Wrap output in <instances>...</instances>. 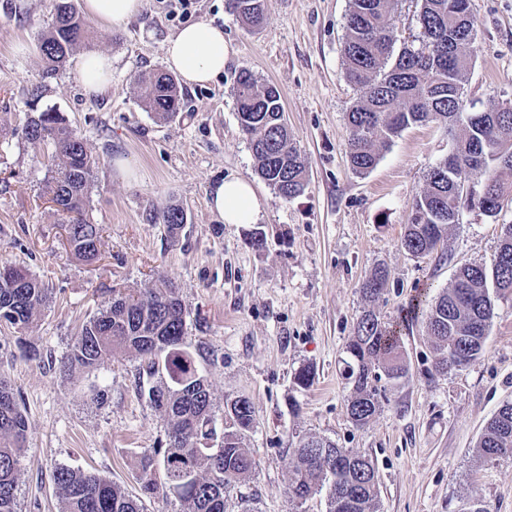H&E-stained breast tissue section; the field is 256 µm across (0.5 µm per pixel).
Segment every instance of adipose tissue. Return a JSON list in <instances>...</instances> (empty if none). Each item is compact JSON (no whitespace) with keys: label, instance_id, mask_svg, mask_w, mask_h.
Wrapping results in <instances>:
<instances>
[{"label":"adipose tissue","instance_id":"obj_1","mask_svg":"<svg viewBox=\"0 0 512 512\" xmlns=\"http://www.w3.org/2000/svg\"><path fill=\"white\" fill-rule=\"evenodd\" d=\"M143 0H83L88 21L102 28H117L137 16ZM232 52L224 40V30L211 22H194L170 35L164 46V63L183 84L195 86L212 81L224 71ZM210 207L225 224L255 223L260 201L253 184L231 177L216 184Z\"/></svg>","mask_w":512,"mask_h":512}]
</instances>
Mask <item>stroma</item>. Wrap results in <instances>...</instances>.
Instances as JSON below:
<instances>
[{
  "mask_svg": "<svg viewBox=\"0 0 512 512\" xmlns=\"http://www.w3.org/2000/svg\"><path fill=\"white\" fill-rule=\"evenodd\" d=\"M57 0H0V259L27 267L53 301L23 331L0 328V376L10 381L28 420L17 484V512H58V468L89 471L141 495L139 459L165 439V423L137 386L134 355L116 353L94 372L63 377L60 359L79 325L116 288L172 284L190 313L189 342L214 352L207 368L216 406L248 397L256 424L242 446L256 462L228 495L259 512H325L326 497L294 509L288 498V449L306 437L367 454L381 512H460L477 500L488 512H512V459L483 462L477 444L503 402L512 401V296L498 299L486 348L466 368L435 372L425 322L402 334L409 368L399 384L377 383L384 398L369 425L348 414L352 385L345 344L365 305L362 281L390 271L376 309L386 321L421 296L448 288L461 265L492 266L512 204L494 216L463 211L448 229L447 259L414 257L401 245L404 225L426 174L449 149L448 128L411 127L381 153L368 174L348 163L346 114L357 92L344 77L341 46L349 0H266L265 19L248 29L225 0H146L125 26L94 28L89 49L112 57L105 93L86 92L77 60L47 76L41 35ZM476 40L465 93L477 107L512 100V0H471ZM214 21L233 53L222 75L181 87L171 119L140 103L138 81L164 70V42L186 24ZM249 69L281 93L286 123L309 170L303 195L281 198L255 174L231 92ZM41 87L39 100L29 92ZM62 113L98 160L89 215L103 227L101 256L73 255L53 204L41 188L48 161L25 137L31 116ZM230 176L252 181L262 208L256 224H224L211 212L213 187ZM180 204L187 215L171 242L154 213ZM263 250L249 244L254 229ZM38 353L28 359L27 349ZM313 386L297 389L301 367ZM104 390L90 401V386Z\"/></svg>",
  "mask_w": 512,
  "mask_h": 512,
  "instance_id": "1",
  "label": "stroma"
}]
</instances>
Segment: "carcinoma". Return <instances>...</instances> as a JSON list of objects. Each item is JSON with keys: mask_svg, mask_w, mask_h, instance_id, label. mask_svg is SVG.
Here are the masks:
<instances>
[{"mask_svg": "<svg viewBox=\"0 0 512 512\" xmlns=\"http://www.w3.org/2000/svg\"><path fill=\"white\" fill-rule=\"evenodd\" d=\"M229 14L251 27L264 20V0H225ZM420 32L396 47L394 0H349L341 53L344 77L359 96L347 112L348 162L358 175L371 172L381 151L415 125L442 123L452 136L450 154L433 164L425 188L411 203L403 248L413 256L439 252L448 226L459 223L463 208L498 214L512 201V111L478 109L466 100L465 85L473 56L475 26L470 0H415ZM88 37L85 20L73 0H59L40 50L52 76L74 48ZM234 94L242 134L250 143L256 171L284 199L301 196L308 175L300 151L283 119L279 90L241 69ZM141 103L162 117L180 110L175 78L156 73L141 81ZM35 149L49 148L56 175L47 194L66 225L68 243L80 260L100 256L103 229L87 218L93 171L98 161L83 138L59 112L45 110L25 128ZM166 235L178 241L186 223L182 206L171 204L154 216ZM389 271L380 266L362 283L366 301L384 295ZM512 293V224L502 227L492 269L459 267L449 288L425 312L434 343L438 373L461 369L481 355L494 317V298ZM52 301V289L25 267L0 265V326L30 328ZM420 313L413 304L395 323L363 312L345 346L344 371L353 383L348 401L351 421L369 424L381 406L373 382L384 372L397 383L408 375L402 331ZM189 312L176 289L163 282L154 288L112 290V300L86 320L59 372L95 371L118 350L140 359L138 380L151 381L150 405L166 421L162 449L139 461V482L146 495L161 490L186 506V512H226L227 493L255 469L241 447L253 428L251 401L238 397L224 414V430L215 425L210 382L199 361L209 348L187 342ZM28 423L14 389L0 376V512H17L16 488L25 453ZM485 461L512 458V401L487 424L478 443ZM291 474L288 497L302 504L327 491L326 512H380L376 471L371 459L333 442L308 438L285 456ZM163 471L164 481H157ZM60 512H144L142 500L93 473L60 468L54 476Z\"/></svg>", "mask_w": 512, "mask_h": 512, "instance_id": "1", "label": "carcinoma"}]
</instances>
